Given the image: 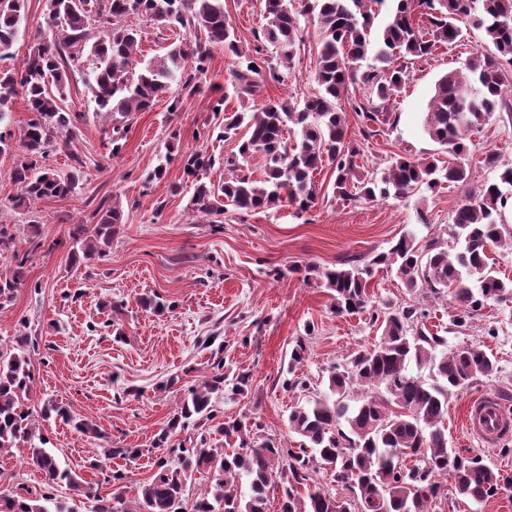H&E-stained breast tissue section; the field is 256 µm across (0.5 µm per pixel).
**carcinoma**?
Listing matches in <instances>:
<instances>
[{"mask_svg":"<svg viewBox=\"0 0 512 512\" xmlns=\"http://www.w3.org/2000/svg\"><path fill=\"white\" fill-rule=\"evenodd\" d=\"M49 34L14 69L0 70V119L12 99L21 97L30 116L19 139L11 171L19 189L18 202L63 198L74 192L82 174L75 165L67 173L49 164L51 148L71 149L83 118L66 105L69 76L92 63L86 85L96 111L112 116L109 142L112 155L121 150L130 117L149 108L173 84L188 88L205 71L213 49L236 57L232 70L237 97L252 95L264 76L279 80V67L288 68L300 48V20L317 22L319 46L314 80L317 92L303 107L289 100L269 102L258 110L226 112L228 94L216 88L211 111L224 113L220 137L239 140L238 152L224 157V183L205 182L198 175L211 169L215 158L194 151L184 158V172L193 177L190 210L200 216L266 210L284 201L302 212L314 206V173L333 167L336 197L349 202L374 201L377 196L408 198L434 193L448 183L465 186L469 173L461 156L469 153V133L482 129L505 105L506 66H512V0H265L263 41L277 50L276 63L263 56L257 43L244 50L224 14V0H47ZM389 11L383 27L372 31L381 10ZM25 14V0H0V60L13 57L11 48ZM142 16L181 34L167 52L135 68L141 32L124 23ZM466 21L482 33L480 48L464 68H450L434 84L424 119L429 138L440 146V157L400 156L382 172L368 176L356 163L359 151L347 139L346 117L337 106L350 84L360 82L367 102L354 104L362 134L392 126L398 117L388 103L399 97L409 81L408 63L428 59L441 47L456 43ZM372 59L368 69L357 63ZM296 127L297 139L286 134ZM260 153L264 173L259 180L249 172V160ZM512 208V167L499 181L466 194L452 222L454 248L435 240L424 244L404 234L366 262L351 260L322 271L336 313L369 310L379 324L380 341L360 350L343 366L328 370L331 395L294 407L288 429L299 436L296 448L264 432L260 423L234 420L215 429L238 447L229 451L201 437L187 447L170 438L178 431L198 428L215 417V395L224 390V363L211 364V375L192 386L158 436L156 471L139 485L137 497L126 499V475L109 472L103 463L114 456L133 459L138 448H104L89 468L101 471L113 483L112 496L98 498L97 488L63 467L47 448L49 440L37 432L36 414L26 404L35 382L24 351L0 346V454L11 448L28 449V464L43 474L38 486H20L0 493V512H75L57 491L66 488L95 497V512H182L185 494L202 478L209 488L198 496L191 512H266L270 497L280 512H430L432 502L448 496L439 477L451 480L455 494L484 502L512 480L482 462L448 449L441 424L448 413V394L469 386L494 371L493 357L484 350L460 346L438 352L441 336L426 328L428 312L419 302L379 307L369 301L370 280L379 268L397 267L410 291L420 289L435 297L449 294L451 323L466 326L489 300L512 295V280L498 277L488 263V252L512 229L503 214ZM99 222L92 228L73 227L71 238L85 260H102L112 245L116 225L122 223L117 202L96 209ZM15 231L0 224V248L12 250L15 268L0 274V303H8L24 285L30 255L45 246L32 241L24 252L14 249ZM289 352L288 370L305 359L306 341L314 327H304ZM415 364L419 373L409 372ZM428 370V376L420 371ZM322 469L350 492L336 496L311 489L312 473ZM249 479V491L239 485Z\"/></svg>","mask_w":512,"mask_h":512,"instance_id":"carcinoma-1","label":"carcinoma"}]
</instances>
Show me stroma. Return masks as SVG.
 <instances>
[{
	"label": "stroma",
	"instance_id": "35a3bbf8",
	"mask_svg": "<svg viewBox=\"0 0 512 512\" xmlns=\"http://www.w3.org/2000/svg\"><path fill=\"white\" fill-rule=\"evenodd\" d=\"M26 5L14 57L6 62L10 68L36 47L37 31L47 27L46 0ZM263 10L262 0H224L226 21L243 45H253L260 35ZM301 36L303 44L282 81H264L246 104L257 107L287 97L300 103L315 92L313 21L302 24ZM481 38L480 31L464 28L452 49L410 65L411 77L394 102L399 122L375 136H362L351 110L352 102L366 98V89L350 86L340 106L363 171L382 172L400 155L427 158L438 152L422 130L434 83L449 66H462ZM233 68L232 57L215 49L206 73L195 79L196 92L180 91L178 110H171L174 99L166 96L132 116L116 156L104 133L111 118L96 112L85 73L72 74L66 104L85 115L76 152L86 167L82 185L67 197L14 206V157L0 154V222L16 226L17 247L35 235L55 245L52 252L33 257L24 287L0 307V342L13 346L20 338L28 340L25 350L36 378L31 407L61 401L76 418L100 429L96 439L54 419L40 424L59 463L89 483L102 478L90 469L89 459L108 442L143 451L136 460L117 457L109 463L110 469L126 472L128 489L152 475L156 434L188 388L209 374L214 357L223 360L226 374L243 371L251 380L247 395L218 394L217 420H255L286 446H296L298 437L288 429L291 408L325 396L329 368L344 364L353 351L371 348L380 336L368 313L334 312L322 270L345 257L369 259L410 230L423 242L451 243L458 201L498 177L497 170L481 165L483 151L496 149L502 164L512 165V119L497 113L471 138L467 187L449 185L420 198L343 202L334 194L335 176L328 166L316 176L318 196L309 211L284 202L272 210L229 212L222 217L223 230H215L208 219L190 214L192 179L180 157L199 149L212 154L216 164L207 179L223 182L222 160L236 151L237 142L219 138L224 118L211 112L210 100L214 86L230 87ZM172 141L179 158L170 162L166 177L152 179ZM115 196L122 202L123 222L105 260L73 263V225L96 223L99 203ZM151 292L168 303L166 312L141 307L139 297ZM427 308V328L443 336L448 349L471 345L495 360L490 376L449 393L444 419L449 448L470 452L512 477V436L491 446L470 436L465 423L468 405L489 392L512 409V297L489 301L463 328L452 326L449 300L429 302ZM308 322L315 332L306 358L289 370L288 352ZM207 338L212 341L208 347L203 344ZM27 457L23 448L0 455V491L41 482Z\"/></svg>",
	"mask_w": 512,
	"mask_h": 512
}]
</instances>
